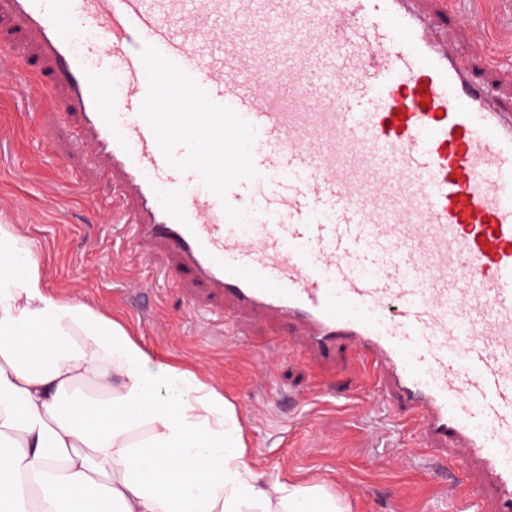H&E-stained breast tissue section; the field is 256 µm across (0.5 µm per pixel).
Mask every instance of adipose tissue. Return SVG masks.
<instances>
[{"mask_svg":"<svg viewBox=\"0 0 512 512\" xmlns=\"http://www.w3.org/2000/svg\"><path fill=\"white\" fill-rule=\"evenodd\" d=\"M347 509L257 474L232 404L99 309L48 296L33 243L0 225V512Z\"/></svg>","mask_w":512,"mask_h":512,"instance_id":"obj_1","label":"adipose tissue"}]
</instances>
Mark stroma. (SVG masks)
Segmentation results:
<instances>
[{
	"label": "stroma",
	"mask_w": 512,
	"mask_h": 512,
	"mask_svg": "<svg viewBox=\"0 0 512 512\" xmlns=\"http://www.w3.org/2000/svg\"><path fill=\"white\" fill-rule=\"evenodd\" d=\"M452 38L475 63L498 59L493 80L512 89V0L481 8L464 0ZM0 61V225L37 249L49 296L94 306L155 360L206 378L232 403L251 468L268 478L319 483L351 512H461L448 497L451 471H429L415 431L395 426L361 361L339 354L322 367L307 357L256 351L288 325L242 318L240 335L192 313L167 257L130 262L114 238L112 190L59 131L31 88H14ZM70 177H61L60 166ZM93 187L95 207L82 193Z\"/></svg>",
	"instance_id": "1"
}]
</instances>
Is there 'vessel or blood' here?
Wrapping results in <instances>:
<instances>
[{
    "mask_svg": "<svg viewBox=\"0 0 512 512\" xmlns=\"http://www.w3.org/2000/svg\"><path fill=\"white\" fill-rule=\"evenodd\" d=\"M448 0H0L136 253L191 307L364 360L512 512V91Z\"/></svg>",
    "mask_w": 512,
    "mask_h": 512,
    "instance_id": "vessel-or-blood-1",
    "label": "vessel or blood"
}]
</instances>
